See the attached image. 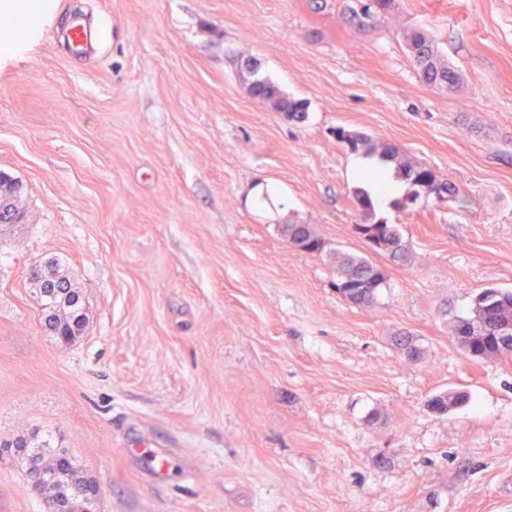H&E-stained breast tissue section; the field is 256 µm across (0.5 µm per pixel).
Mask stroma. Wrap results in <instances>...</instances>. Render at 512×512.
Listing matches in <instances>:
<instances>
[{
	"instance_id": "stroma-1",
	"label": "stroma",
	"mask_w": 512,
	"mask_h": 512,
	"mask_svg": "<svg viewBox=\"0 0 512 512\" xmlns=\"http://www.w3.org/2000/svg\"><path fill=\"white\" fill-rule=\"evenodd\" d=\"M55 4L0 63V174L20 187L0 224V445L51 436L96 512H512V358L452 335L476 294L512 289V0H395L366 30L339 0ZM76 12L102 34L84 57L62 39ZM414 26L456 88L418 80ZM250 62L305 120L250 96ZM342 130L459 190L377 207L410 257L373 256L371 307L334 288L337 253L364 252ZM51 257L87 309L66 347L29 280ZM451 390L468 402L431 412ZM49 510L26 457L1 453L0 512ZM281 232L296 248L306 252H318L323 248L322 240L309 224H287Z\"/></svg>"
}]
</instances>
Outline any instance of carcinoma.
Wrapping results in <instances>:
<instances>
[{
  "label": "carcinoma",
  "instance_id": "1",
  "mask_svg": "<svg viewBox=\"0 0 512 512\" xmlns=\"http://www.w3.org/2000/svg\"><path fill=\"white\" fill-rule=\"evenodd\" d=\"M356 2L358 6L355 7L349 0H342V18L349 23L371 28L376 27L378 20L390 11L393 4V0H369L367 4L361 0ZM404 43L416 75L424 84L437 89H448L459 82L457 71L443 59L437 44L427 33L416 28L407 30L404 32ZM247 70L253 77L249 83L252 96L268 104L276 112L288 113L291 119H305L307 104L304 101L288 97L270 79L258 75L257 66L249 64ZM338 138L354 153L374 158L382 166L394 165L397 176L409 185V191L404 196L392 201L393 208L398 211L415 202L422 192L439 200L458 193V189L439 179L430 167L403 159L400 150L392 144L376 142L366 135L344 131L338 132ZM17 191L18 185L0 175V217L15 214L12 199ZM354 202L361 213L362 222L353 225V231L362 239L369 236L377 241L378 248L373 253L383 254L394 260L407 257L408 248L395 225L384 220H373L375 205L372 196L359 190L355 193ZM281 232L300 250L319 252L323 248L322 240L309 224H287L281 227ZM338 269L336 292L359 307L374 305L380 291L386 287L387 279L382 268L364 256L343 254L338 259ZM33 285L42 301L41 319H48L53 323L55 338L60 345L71 344L82 334L87 320L80 291L55 258H48L36 266ZM465 327L472 329V333L464 342L478 347L476 356L492 359L511 355L512 345L504 348L498 346L496 336L501 329L512 328V291L489 288L478 293L472 300L468 314L457 317L453 336L461 335ZM396 344L408 360L421 359L422 350L415 345L412 337L400 336L396 339ZM466 401L465 393L449 391L434 396L430 400V408L443 415L463 406ZM6 447L36 449V452L29 455L31 469L41 476V488L51 492V500H57L70 487L79 485L83 488V494L68 499V512H91V503L98 494L96 482L65 455L46 462L43 449L52 447L50 439L22 437L6 444Z\"/></svg>",
  "mask_w": 512,
  "mask_h": 512
}]
</instances>
